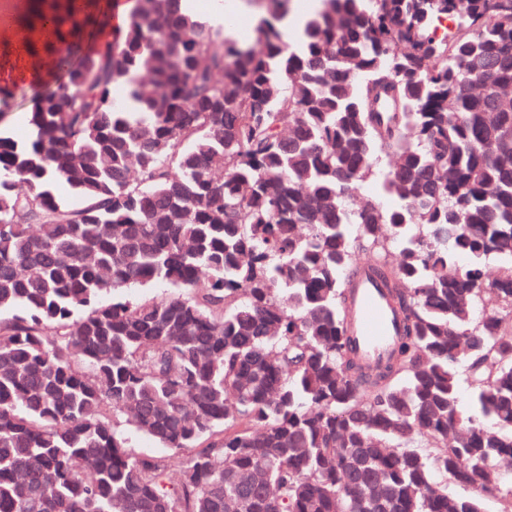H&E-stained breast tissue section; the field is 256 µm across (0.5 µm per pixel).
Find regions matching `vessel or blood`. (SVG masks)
<instances>
[{
    "label": "vessel or blood",
    "instance_id": "obj_1",
    "mask_svg": "<svg viewBox=\"0 0 512 512\" xmlns=\"http://www.w3.org/2000/svg\"><path fill=\"white\" fill-rule=\"evenodd\" d=\"M354 343L367 362L384 360L400 328L382 288L371 277L362 276L355 289L352 307Z\"/></svg>",
    "mask_w": 512,
    "mask_h": 512
}]
</instances>
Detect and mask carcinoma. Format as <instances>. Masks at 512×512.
<instances>
[{
    "mask_svg": "<svg viewBox=\"0 0 512 512\" xmlns=\"http://www.w3.org/2000/svg\"><path fill=\"white\" fill-rule=\"evenodd\" d=\"M321 2L292 50L260 0L258 53L31 0L62 79L27 141L0 112V512H512V0ZM352 330L358 354L366 362L383 361L400 328L382 288L363 275L355 288Z\"/></svg>",
    "mask_w": 512,
    "mask_h": 512,
    "instance_id": "obj_1",
    "label": "carcinoma"
}]
</instances>
